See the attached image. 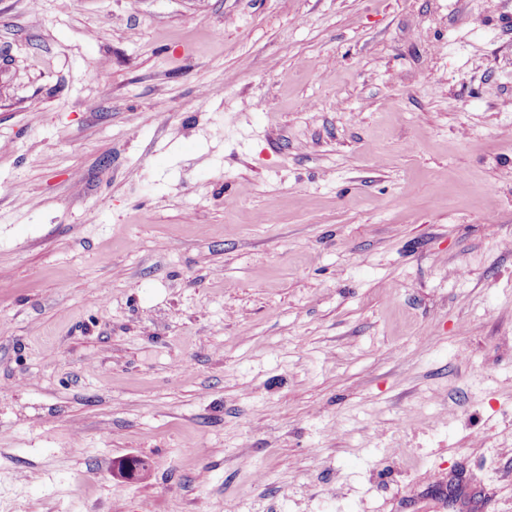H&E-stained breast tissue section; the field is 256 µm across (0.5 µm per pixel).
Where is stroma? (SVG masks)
I'll return each mask as SVG.
<instances>
[{
	"label": "stroma",
	"instance_id": "35a3bbf8",
	"mask_svg": "<svg viewBox=\"0 0 512 512\" xmlns=\"http://www.w3.org/2000/svg\"><path fill=\"white\" fill-rule=\"evenodd\" d=\"M482 495L512 512V0H0V512Z\"/></svg>",
	"mask_w": 512,
	"mask_h": 512
}]
</instances>
